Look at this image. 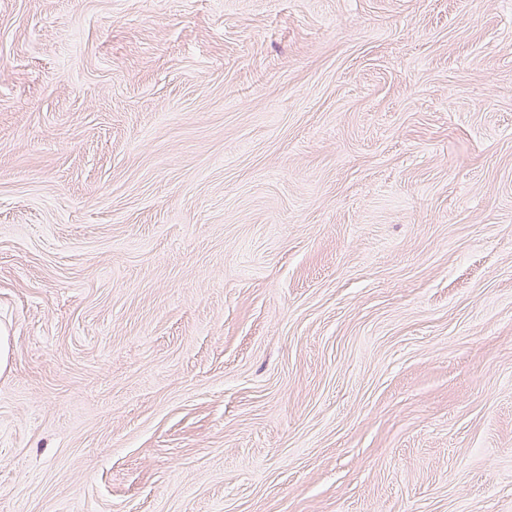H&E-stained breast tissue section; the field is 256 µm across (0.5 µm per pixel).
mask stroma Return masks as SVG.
<instances>
[{
	"label": "stroma",
	"instance_id": "35a3bbf8",
	"mask_svg": "<svg viewBox=\"0 0 512 512\" xmlns=\"http://www.w3.org/2000/svg\"><path fill=\"white\" fill-rule=\"evenodd\" d=\"M0 512H512V0H0Z\"/></svg>",
	"mask_w": 512,
	"mask_h": 512
}]
</instances>
